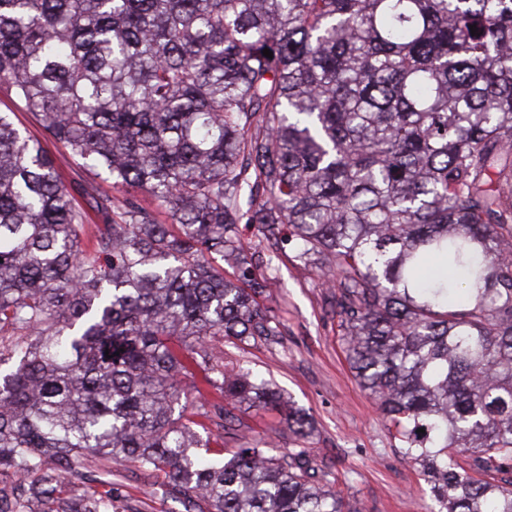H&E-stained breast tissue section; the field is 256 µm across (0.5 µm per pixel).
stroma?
Returning <instances> with one entry per match:
<instances>
[{
	"mask_svg": "<svg viewBox=\"0 0 512 512\" xmlns=\"http://www.w3.org/2000/svg\"><path fill=\"white\" fill-rule=\"evenodd\" d=\"M0 111L13 113L16 123L52 154L68 187L93 185L123 196L122 187L101 181L73 160L4 87ZM273 252V264L264 272L269 291L265 304L280 318L283 334L269 344L224 345L225 365L269 380L304 409L314 424L308 442L311 459L336 473L339 489L357 512H427L432 504L427 483L393 448L375 401L360 388L345 359L327 306L328 288L317 272L296 260L291 248ZM243 420L245 436L271 441L274 454L283 456L295 448L278 413L251 410ZM111 466L110 484L100 483L101 461L94 456L69 481L91 493L111 492L113 512H209L203 500L186 507L163 498V472H147L120 458Z\"/></svg>",
	"mask_w": 512,
	"mask_h": 512,
	"instance_id": "obj_1",
	"label": "stroma"
}]
</instances>
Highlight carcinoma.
Listing matches in <instances>:
<instances>
[{"label": "carcinoma", "mask_w": 512, "mask_h": 512, "mask_svg": "<svg viewBox=\"0 0 512 512\" xmlns=\"http://www.w3.org/2000/svg\"><path fill=\"white\" fill-rule=\"evenodd\" d=\"M3 85L128 191L85 240L0 112V512H112L61 490L89 452L212 512H350L309 417L212 352L281 335L242 223L326 279L430 512H512V0H0ZM188 374L219 400L181 405ZM266 409L292 452L197 454Z\"/></svg>", "instance_id": "1"}]
</instances>
